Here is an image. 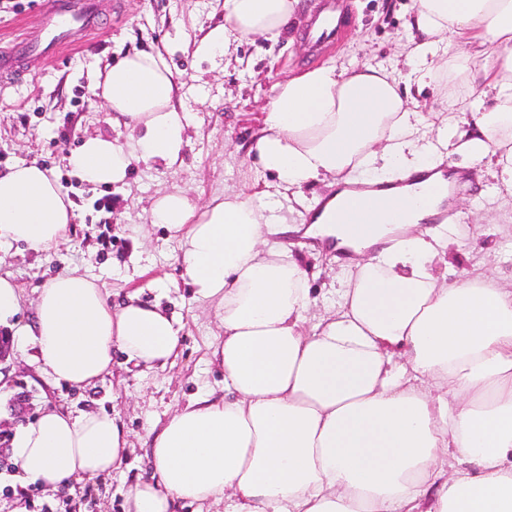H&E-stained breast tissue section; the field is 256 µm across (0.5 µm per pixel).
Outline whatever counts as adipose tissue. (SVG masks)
Returning a JSON list of instances; mask_svg holds the SVG:
<instances>
[{"instance_id": "ef3b65f1", "label": "adipose tissue", "mask_w": 512, "mask_h": 512, "mask_svg": "<svg viewBox=\"0 0 512 512\" xmlns=\"http://www.w3.org/2000/svg\"><path fill=\"white\" fill-rule=\"evenodd\" d=\"M302 0H224V21L196 51L276 40ZM405 63L419 85L442 84L446 115L427 109L393 71L329 61L279 78L249 153L294 200L313 182L323 199L317 234L351 263L317 320L309 272L280 242L278 200L228 191L206 205L180 189L152 198L148 216L179 241L197 294L216 303L224 331L211 361L224 396L199 394L155 431L152 474L125 512H512V280L435 275L457 240L425 219L448 197L439 168L456 154L491 162L494 193L512 196V0H413ZM175 75L157 51L125 54L101 96L128 142L90 137L69 163L89 185L125 183L138 163L176 164L189 121L174 104ZM383 167L393 187L355 211L358 171ZM433 171L434 191L406 183ZM401 212L403 223L388 217ZM73 204L41 166L0 175V245L48 250ZM180 324L130 298L112 308L87 276L58 273L32 330L51 377L92 384L112 351L166 366ZM127 440L112 415L48 408L21 428L12 453L25 480L59 488L120 467Z\"/></svg>"}]
</instances>
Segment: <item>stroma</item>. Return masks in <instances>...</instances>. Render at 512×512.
Returning <instances> with one entry per match:
<instances>
[{"label": "stroma", "mask_w": 512, "mask_h": 512, "mask_svg": "<svg viewBox=\"0 0 512 512\" xmlns=\"http://www.w3.org/2000/svg\"><path fill=\"white\" fill-rule=\"evenodd\" d=\"M303 4L278 42L245 41L235 56L207 60L195 55V43L223 22L224 0H101V31L53 59L27 58L19 76L0 81V174L22 162H37L58 179L75 211L64 240L51 250L0 247V276L22 291L19 329L32 324L41 289L69 269L104 288L112 304L134 294L183 324L172 365L146 369L117 352L111 371L82 388L55 382L36 362L31 338L19 329L12 332V353L0 382V421L10 430L0 438V512H124L129 488L150 473L146 451L152 427L166 422L191 395L222 394L224 375L211 363L210 352L223 329L214 305L197 298L183 278L177 237L149 222L152 197L179 188L203 205L227 190L276 192V178L255 166L249 148L278 78L328 60L405 70L399 51L410 38L405 20L412 0H343L342 34L319 50L306 31L321 0ZM40 8L41 0H0V43L18 36L38 41ZM135 50L161 51L173 69L175 103L190 118V143L175 165H135L125 185L85 184L72 172L69 155L90 136L127 137L126 131H113L96 94V77ZM449 164L467 178L450 208L461 252L453 266L437 268V275L511 278L512 206L487 191L465 156H453ZM107 194L112 197L108 215L95 206ZM285 240L319 271L310 282L313 298H327L337 286L332 253L300 233ZM48 407L115 416L128 442L119 470L83 479L69 490L16 479L11 435Z\"/></svg>", "instance_id": "stroma-1"}]
</instances>
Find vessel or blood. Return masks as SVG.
Here are the masks:
<instances>
[{
  "label": "vessel or blood",
  "mask_w": 512,
  "mask_h": 512,
  "mask_svg": "<svg viewBox=\"0 0 512 512\" xmlns=\"http://www.w3.org/2000/svg\"><path fill=\"white\" fill-rule=\"evenodd\" d=\"M43 36L31 42L24 38L0 46V74L16 76L24 59L32 56L48 57L61 54L73 43L98 28V9L95 0H45L39 18ZM344 23L339 0H327L326 7L309 24L311 43L335 41Z\"/></svg>",
  "instance_id": "b4317fda"
}]
</instances>
